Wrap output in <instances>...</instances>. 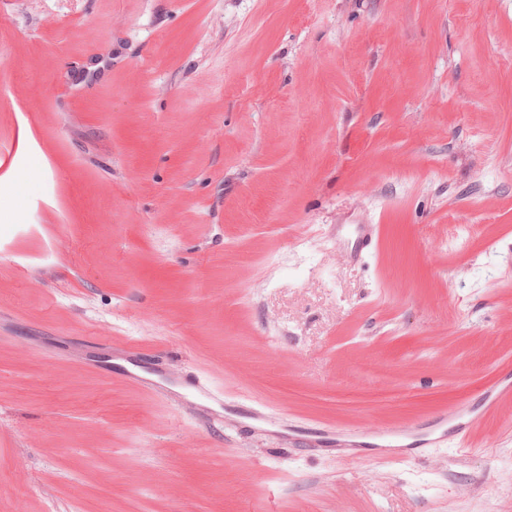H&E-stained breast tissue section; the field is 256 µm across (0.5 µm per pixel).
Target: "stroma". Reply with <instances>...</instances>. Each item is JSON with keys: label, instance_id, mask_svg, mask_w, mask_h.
Wrapping results in <instances>:
<instances>
[{"label": "stroma", "instance_id": "35a3bbf8", "mask_svg": "<svg viewBox=\"0 0 512 512\" xmlns=\"http://www.w3.org/2000/svg\"><path fill=\"white\" fill-rule=\"evenodd\" d=\"M0 158V512H512V0H6ZM345 437L346 439L338 440L336 442V448H343L344 453L348 456H354L355 448L362 447L361 444H372L378 448H399L408 446L392 444L397 442L400 437L396 431H381L374 433V438L382 439V443L380 444L361 441V439L367 438V435L363 432H349Z\"/></svg>", "mask_w": 512, "mask_h": 512}]
</instances>
